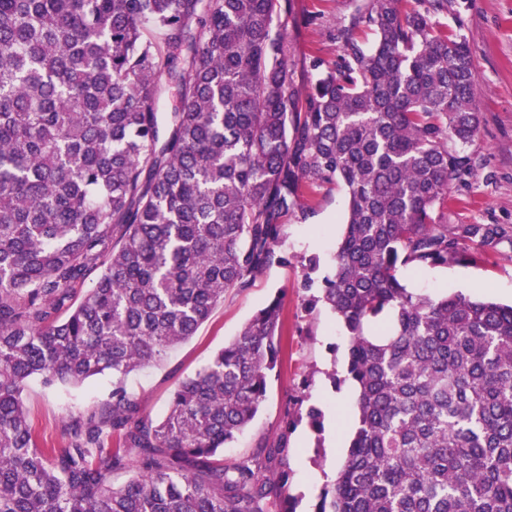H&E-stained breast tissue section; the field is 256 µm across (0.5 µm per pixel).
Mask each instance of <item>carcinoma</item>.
<instances>
[{"label": "carcinoma", "mask_w": 512, "mask_h": 512, "mask_svg": "<svg viewBox=\"0 0 512 512\" xmlns=\"http://www.w3.org/2000/svg\"><path fill=\"white\" fill-rule=\"evenodd\" d=\"M447 15L448 0H367L338 27L334 65L305 59L302 89L293 0H0V512H295L288 434L321 430L319 407L252 458L223 456L282 355L280 297L162 419L139 414L125 379L287 263L277 247L310 218L304 191L336 183L345 231L302 288L346 330L357 427L312 512H512V305L399 278L512 245V227L448 223L483 116ZM104 373L110 400L65 447H38L29 380Z\"/></svg>", "instance_id": "cac0c4a2"}]
</instances>
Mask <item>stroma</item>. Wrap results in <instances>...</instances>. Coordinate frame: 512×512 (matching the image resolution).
Listing matches in <instances>:
<instances>
[{"mask_svg":"<svg viewBox=\"0 0 512 512\" xmlns=\"http://www.w3.org/2000/svg\"><path fill=\"white\" fill-rule=\"evenodd\" d=\"M365 0H293L297 16L287 37L297 61L314 51L327 61L342 52L336 38L340 23ZM447 23L460 28L473 53L476 94L483 122L466 147L471 169L454 180L449 190L448 221L452 224L512 226V0H448ZM314 213L306 223L284 227L281 249L287 264H273L256 276L249 288L228 293L195 336L173 350L160 365L128 377L126 388L143 414L160 419L170 394L182 379L203 368L213 354L234 339L252 314L275 295H282V359L272 372L261 411L250 426L224 450L225 464L252 456L275 443L287 410L296 401L320 407L323 428L314 432L299 423L288 441L289 492L296 512H309L318 493L310 478L324 472L332 459H343L348 445L354 400L346 399L347 385L333 377L346 374V331L328 310H309L304 304L302 260L316 255L329 271L341 239L348 197L343 185H327L307 196ZM402 279L415 293L458 292L512 302V248L499 247L476 264H451L429 271H403ZM112 391L105 373L77 387H44L31 380L24 396L34 436L40 445L61 448L66 431L78 417L104 403Z\"/></svg>","mask_w":512,"mask_h":512,"instance_id":"35a3bbf8","label":"stroma"}]
</instances>
